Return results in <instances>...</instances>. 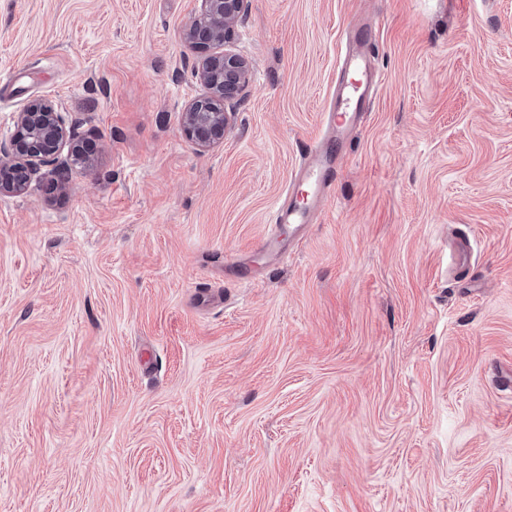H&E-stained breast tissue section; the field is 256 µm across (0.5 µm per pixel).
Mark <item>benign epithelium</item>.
Instances as JSON below:
<instances>
[{
	"mask_svg": "<svg viewBox=\"0 0 512 512\" xmlns=\"http://www.w3.org/2000/svg\"><path fill=\"white\" fill-rule=\"evenodd\" d=\"M245 0H201L200 10L189 28L186 41L194 45L202 57L197 75L207 93L193 100L183 113L186 135L198 145L207 147L224 140L229 126L226 111L205 112L209 103L224 105L235 98L249 80V65L238 54L224 50L210 54L208 49L226 43L233 25L242 12ZM17 124L21 133L0 147V195L25 190L34 166L56 161L66 148L72 156L80 155L78 145L67 129L63 117L53 106L37 101L19 113Z\"/></svg>",
	"mask_w": 512,
	"mask_h": 512,
	"instance_id": "1",
	"label": "benign epithelium"
}]
</instances>
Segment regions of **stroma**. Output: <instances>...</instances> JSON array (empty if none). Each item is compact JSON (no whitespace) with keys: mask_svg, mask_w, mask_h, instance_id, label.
<instances>
[{"mask_svg":"<svg viewBox=\"0 0 512 512\" xmlns=\"http://www.w3.org/2000/svg\"><path fill=\"white\" fill-rule=\"evenodd\" d=\"M199 8L0 0V145L96 146L0 196V512H512V0H248L209 147ZM359 23L379 89L258 249ZM17 124L21 133L9 147H0V195L24 191L34 166L55 162L66 147L74 157L81 154L63 117L48 103L29 105L19 113Z\"/></svg>","mask_w":512,"mask_h":512,"instance_id":"obj_1","label":"stroma"}]
</instances>
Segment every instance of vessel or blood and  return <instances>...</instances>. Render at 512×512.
<instances>
[{
    "instance_id": "obj_1",
    "label": "vessel or blood",
    "mask_w": 512,
    "mask_h": 512,
    "mask_svg": "<svg viewBox=\"0 0 512 512\" xmlns=\"http://www.w3.org/2000/svg\"><path fill=\"white\" fill-rule=\"evenodd\" d=\"M371 38L359 35L355 48L343 63L345 77L330 105L329 123L333 136L315 143L307 152L286 198L277 206L272 221L302 229L327 199L336 176L338 146L369 109L378 82L372 71Z\"/></svg>"
}]
</instances>
